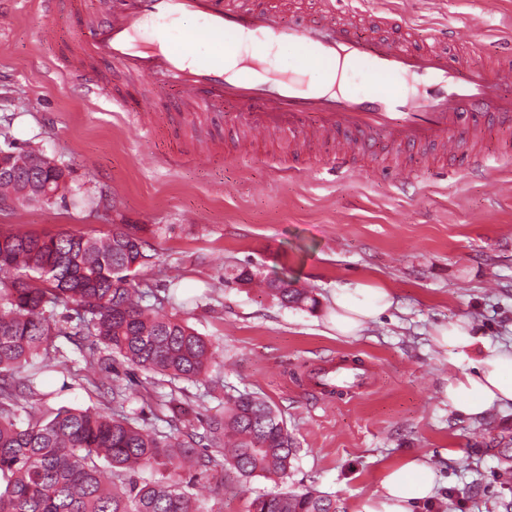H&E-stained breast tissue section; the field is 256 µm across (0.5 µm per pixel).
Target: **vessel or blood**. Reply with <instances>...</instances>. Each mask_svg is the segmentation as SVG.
<instances>
[{
	"label": "vessel or blood",
	"mask_w": 512,
	"mask_h": 512,
	"mask_svg": "<svg viewBox=\"0 0 512 512\" xmlns=\"http://www.w3.org/2000/svg\"><path fill=\"white\" fill-rule=\"evenodd\" d=\"M186 21L181 35L170 26ZM247 44L254 58L234 56ZM289 47L294 70L275 72L259 56L267 47ZM143 79L159 93L176 91L200 111L221 110L225 122L246 126L252 139L280 132L302 138L337 137L336 163L349 170L366 154L371 137L387 134L404 153L428 145L456 158L480 133L478 118L512 120V60L478 66L447 50L411 48L373 29L349 27L324 0L313 20L292 19L287 5L271 0H105L90 17L65 66L85 95L126 101L99 75L98 65ZM338 65L366 66L367 91L307 88L298 74ZM376 369L340 360L310 373L307 385L324 396L351 398L373 383Z\"/></svg>",
	"instance_id": "obj_1"
}]
</instances>
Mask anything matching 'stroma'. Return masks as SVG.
Wrapping results in <instances>:
<instances>
[{
  "mask_svg": "<svg viewBox=\"0 0 512 512\" xmlns=\"http://www.w3.org/2000/svg\"><path fill=\"white\" fill-rule=\"evenodd\" d=\"M354 10L405 16L419 47L448 26L478 42L473 62L512 55L500 36L512 29V0H337V14ZM38 15V0H0V43L9 46L0 54V134L64 168L67 187L50 204L0 207V234L100 238L125 224L148 240L155 259L137 282L160 297L176 291L177 316L224 352L221 389L207 397L186 384L176 412L200 433L225 397L268 401L296 442L284 488L316 490L355 512L385 464L422 453L434 472L430 512H505L512 489L499 483L495 454L512 448V408L474 421L450 412L444 389L471 363L449 364L434 329L466 318L489 345L512 343V129L483 119L471 146L485 157L478 172L433 146L402 155L379 134L348 178L334 167L335 139L256 142L219 112H178L171 100L155 112L147 82L107 67L105 80L130 93L129 111L84 97L74 74L57 68L67 46L42 40ZM199 140L212 146L205 164L188 157ZM405 176L410 186H400ZM242 268L288 279L312 300L287 308L267 289L225 282ZM353 278L385 283L396 306L361 335L337 338L326 308ZM62 349L33 404L98 407L77 352ZM338 356L375 367L372 388L349 402L311 396L307 374ZM110 374L126 388L123 413L154 424L144 371L116 359ZM209 484L213 512H252L277 487L229 467Z\"/></svg>",
  "mask_w": 512,
  "mask_h": 512,
  "instance_id": "1",
  "label": "stroma"
}]
</instances>
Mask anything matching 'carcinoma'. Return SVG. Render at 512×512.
<instances>
[{"mask_svg": "<svg viewBox=\"0 0 512 512\" xmlns=\"http://www.w3.org/2000/svg\"><path fill=\"white\" fill-rule=\"evenodd\" d=\"M22 158L46 168L37 178L25 166L1 177L0 200L52 201L49 193L65 186V170L34 151ZM153 258L149 242L124 224L100 239L0 235V512H202L195 487L210 464L228 465L246 479L288 476L294 442L281 415L260 397L228 399L224 414L199 435L183 431L178 419L163 429L138 426L112 408L125 388L99 371L114 355L150 373L143 389L155 392L160 411L183 392V382L207 391L219 384L208 376L218 365L217 347L145 304L148 292L136 273ZM266 287L284 306L308 300L284 278ZM61 339L76 347L95 377L102 406L46 413L27 407L36 376L56 359ZM158 375L170 392L155 391ZM500 455L498 478L511 487L512 450ZM154 465L168 473L142 476ZM253 512H337V506L306 489L259 497Z\"/></svg>", "mask_w": 512, "mask_h": 512, "instance_id": "1", "label": "carcinoma"}]
</instances>
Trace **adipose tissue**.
I'll return each instance as SVG.
<instances>
[{
  "label": "adipose tissue",
  "instance_id": "1",
  "mask_svg": "<svg viewBox=\"0 0 512 512\" xmlns=\"http://www.w3.org/2000/svg\"><path fill=\"white\" fill-rule=\"evenodd\" d=\"M394 305V294L386 284L347 281L331 295L327 325L338 336H356ZM445 393L450 411L466 420L512 405V346L485 350L470 370L449 380ZM433 500L429 457L407 454L381 470L377 488L360 502L357 512H423Z\"/></svg>",
  "mask_w": 512,
  "mask_h": 512
}]
</instances>
